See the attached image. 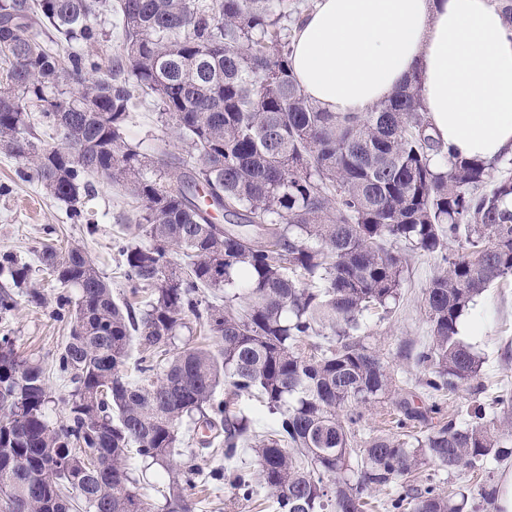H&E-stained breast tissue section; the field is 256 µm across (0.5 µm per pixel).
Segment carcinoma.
<instances>
[{"label":"carcinoma","instance_id":"cac0c4a2","mask_svg":"<svg viewBox=\"0 0 512 512\" xmlns=\"http://www.w3.org/2000/svg\"><path fill=\"white\" fill-rule=\"evenodd\" d=\"M98 0H0V149L84 219L93 180L139 203L120 247L124 276L147 294L117 301L85 247L46 245L41 270L75 298L58 371L73 385L69 415L48 414L42 367L0 338V497L9 512H195L202 470L179 461V428H204L224 449L237 495L262 490L276 512H474L498 489L444 485L427 472H484L512 456V394L478 400L466 419L432 422L437 399L482 396L483 357L460 318L512 276V159L455 157L422 112L414 73L361 114L325 112L289 65L294 0H115L122 40L107 68L90 53ZM54 31L62 57L47 46ZM197 154L141 153L127 136L137 98ZM48 140L36 142L35 126ZM455 243L460 252L450 255ZM175 250L185 257L169 260ZM444 263L422 294L430 343L403 358L424 369L400 383L365 333L399 306L406 253ZM13 286L31 267L0 263ZM224 295V306L210 301ZM193 317L219 339L167 356ZM137 380L124 374L134 354ZM277 428L260 434L243 397ZM396 411L395 431L359 436L365 413ZM168 474L161 507L138 491L130 452ZM256 468H234L243 452Z\"/></svg>","mask_w":512,"mask_h":512}]
</instances>
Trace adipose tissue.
<instances>
[{"instance_id": "ef3b65f1", "label": "adipose tissue", "mask_w": 512, "mask_h": 512, "mask_svg": "<svg viewBox=\"0 0 512 512\" xmlns=\"http://www.w3.org/2000/svg\"><path fill=\"white\" fill-rule=\"evenodd\" d=\"M290 64L329 112L366 111L420 73L444 156L512 157V30L493 0H315Z\"/></svg>"}]
</instances>
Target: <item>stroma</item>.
I'll return each mask as SVG.
<instances>
[{
    "label": "stroma",
    "instance_id": "1",
    "mask_svg": "<svg viewBox=\"0 0 512 512\" xmlns=\"http://www.w3.org/2000/svg\"><path fill=\"white\" fill-rule=\"evenodd\" d=\"M166 129L151 102L139 103L132 114L128 136L144 153H152L155 141ZM137 206L121 187L96 181L94 192L85 203L91 223H77L67 204L46 194L25 175L23 164L0 151V256L9 255L32 268L30 288L15 289L18 305L9 315H0V337L7 336L16 350L38 362L44 369L53 397L49 405L52 421L69 414L66 399L72 389L68 378L57 370L56 361L71 330L70 318L58 317L57 298L64 289L45 272L39 271L37 255L43 244L66 246L84 244L100 272L112 287L115 298H130L131 285L123 275V258L116 245L123 236L125 219ZM435 255L420 253L408 260L409 275L403 284V299L386 320L369 317L367 334L392 359L404 378H414L417 369L397 359L405 341L415 346L428 343L430 323L421 303L422 292L437 271ZM40 292L41 303H34L30 291ZM470 329L461 339L477 349L484 359L483 373L489 391L512 389V277L492 285L464 314ZM198 503L197 512H255L252 503L237 499L227 480H197L187 489Z\"/></svg>",
    "mask_w": 512,
    "mask_h": 512
}]
</instances>
